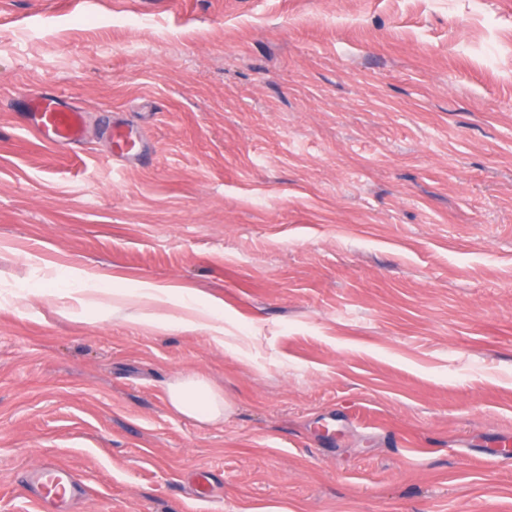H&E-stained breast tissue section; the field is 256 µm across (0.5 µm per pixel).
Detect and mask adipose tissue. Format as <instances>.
I'll list each match as a JSON object with an SVG mask.
<instances>
[{
	"instance_id": "ef3b65f1",
	"label": "adipose tissue",
	"mask_w": 512,
	"mask_h": 512,
	"mask_svg": "<svg viewBox=\"0 0 512 512\" xmlns=\"http://www.w3.org/2000/svg\"><path fill=\"white\" fill-rule=\"evenodd\" d=\"M167 400L174 413L201 424L213 423L224 417L223 395L200 375L181 378L169 386Z\"/></svg>"
}]
</instances>
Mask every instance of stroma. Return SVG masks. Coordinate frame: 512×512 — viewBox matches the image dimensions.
I'll list each match as a JSON object with an SVG mask.
<instances>
[{
  "mask_svg": "<svg viewBox=\"0 0 512 512\" xmlns=\"http://www.w3.org/2000/svg\"><path fill=\"white\" fill-rule=\"evenodd\" d=\"M501 439L512 0H0V512L46 457L76 512H512ZM15 106L27 125L49 144L74 148L86 137V111L62 93L21 94ZM101 131L112 146L113 162L126 163L144 157L147 144L144 136L139 131L134 134L122 120L112 118ZM167 400L174 413L209 424L224 419V396L215 391L206 378L190 375L167 389Z\"/></svg>",
  "mask_w": 512,
  "mask_h": 512,
  "instance_id": "stroma-1",
  "label": "stroma"
}]
</instances>
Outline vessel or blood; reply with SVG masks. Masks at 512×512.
Returning a JSON list of instances; mask_svg holds the SVG:
<instances>
[{
	"mask_svg": "<svg viewBox=\"0 0 512 512\" xmlns=\"http://www.w3.org/2000/svg\"><path fill=\"white\" fill-rule=\"evenodd\" d=\"M15 106L28 117L30 128L49 144L74 148L86 137V111L62 93L23 94ZM101 131L112 146L113 161L126 163L144 157V136L134 134L122 120H109ZM21 484L37 498L43 512H71L74 502L86 495L84 485L71 469L49 460L24 475Z\"/></svg>",
	"mask_w": 512,
	"mask_h": 512,
	"instance_id": "obj_1",
	"label": "vessel or blood"
}]
</instances>
